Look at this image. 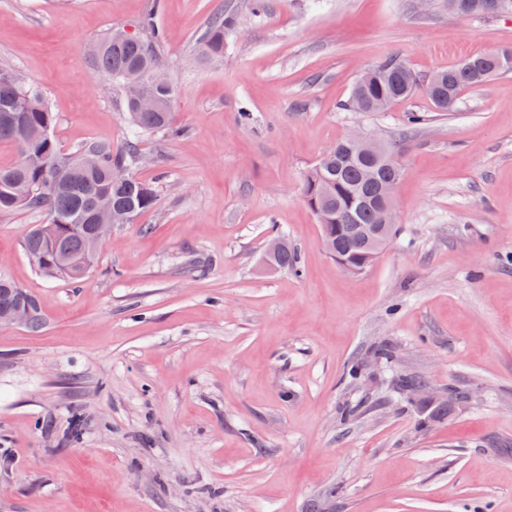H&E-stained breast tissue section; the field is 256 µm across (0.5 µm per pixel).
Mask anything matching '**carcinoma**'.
<instances>
[{"label": "carcinoma", "instance_id": "obj_1", "mask_svg": "<svg viewBox=\"0 0 512 512\" xmlns=\"http://www.w3.org/2000/svg\"><path fill=\"white\" fill-rule=\"evenodd\" d=\"M159 5L140 21V38L117 40L105 37L94 53L97 74L124 88L123 108L134 136L121 147L107 141L91 142L70 153L61 151L53 136L56 117L35 87L24 84L9 68L0 67V143L16 147L17 160L0 165V213L26 207L43 209L50 215L46 224L36 225L24 241L25 251L41 272L51 277L80 279L61 258H83L88 251L91 217L97 203L106 200L115 210L126 211L130 220L157 205V194L148 184L130 176L126 184L112 181V168L131 169L141 157L139 136L159 133L172 140L182 128L177 124L171 103L173 85L158 91L163 101L159 112L144 111L137 102L136 82L144 72L161 68L158 50L163 32L155 22ZM237 25L236 16L219 12L208 21L200 38L203 55L224 57V34ZM363 84H354L344 110L373 111L380 99L394 104L422 91L439 112H453L461 94L488 78L512 73V49L472 55L448 69L428 77L416 74L397 55H390L370 68ZM97 158L93 168L80 163V155ZM388 145L376 157H362L346 139L336 142V152L322 156L308 171L303 194L317 217L321 233L336 246L335 254L350 268L360 272L369 267L368 249L356 240L360 225L382 223L376 204L379 185L401 174ZM373 170L374 176L367 177ZM267 261L275 268H297V256L287 245L267 251ZM23 300L21 289L0 277V311Z\"/></svg>", "mask_w": 512, "mask_h": 512}]
</instances>
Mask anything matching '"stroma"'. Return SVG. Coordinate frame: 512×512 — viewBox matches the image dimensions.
Instances as JSON below:
<instances>
[{
	"label": "stroma",
	"mask_w": 512,
	"mask_h": 512,
	"mask_svg": "<svg viewBox=\"0 0 512 512\" xmlns=\"http://www.w3.org/2000/svg\"><path fill=\"white\" fill-rule=\"evenodd\" d=\"M249 2L0 0V66L41 91L62 151L126 142L122 89L93 54L151 11L183 129L141 137L136 174L158 203L79 281L23 249L46 211L0 213V276L43 318L37 333L0 326V512H512V74L449 114L421 93L341 108L388 55L424 75L512 48V12ZM221 9L238 24L211 60L198 40ZM411 112L427 121L399 138ZM359 131L398 139L399 231L351 274L301 186ZM277 234L297 269L266 267ZM404 375L467 400L419 427Z\"/></svg>",
	"instance_id": "35a3bbf8"
}]
</instances>
